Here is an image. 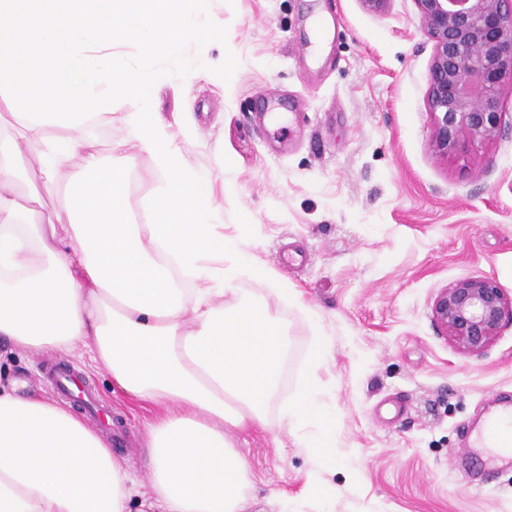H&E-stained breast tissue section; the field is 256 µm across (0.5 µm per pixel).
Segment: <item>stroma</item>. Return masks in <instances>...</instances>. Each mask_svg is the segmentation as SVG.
Returning <instances> with one entry per match:
<instances>
[{"mask_svg":"<svg viewBox=\"0 0 512 512\" xmlns=\"http://www.w3.org/2000/svg\"><path fill=\"white\" fill-rule=\"evenodd\" d=\"M220 44L200 57L229 67L196 77L170 72L154 90L163 119L190 130L187 161L211 169L224 202V234L249 227L256 261L299 294L243 282L289 327L283 391L300 381L315 310L332 336L319 376L336 406V458L317 468L268 409V427L241 435L252 483L245 512H275L274 496L317 512L310 477L335 495L330 512H512V465L461 438L498 399L512 401V328L481 355L460 352L432 321L437 293L458 279H494L512 296V139L441 157L429 146L433 41L412 0L384 13L361 0H208ZM331 25L317 40L315 18ZM137 223L160 174L134 154L126 170ZM296 263L284 266L283 254ZM49 354H0V386L47 391ZM99 398L126 413L134 445L115 449L147 477L150 411L111 385L78 349L65 356Z\"/></svg>","mask_w":512,"mask_h":512,"instance_id":"stroma-1","label":"stroma"}]
</instances>
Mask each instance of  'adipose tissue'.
Wrapping results in <instances>:
<instances>
[{"label": "adipose tissue", "mask_w": 512, "mask_h": 512, "mask_svg": "<svg viewBox=\"0 0 512 512\" xmlns=\"http://www.w3.org/2000/svg\"><path fill=\"white\" fill-rule=\"evenodd\" d=\"M201 0H0V342L12 350L92 351L114 384L157 413L149 478L136 483L107 442L55 401L0 391V512H243L244 457L226 427L268 424L291 339L266 301L224 294L273 284L245 235L224 234L212 175L185 158L156 112L154 88L176 60L207 66L192 45L222 40ZM139 49L140 62L123 53ZM135 98L127 136L100 151L87 133L115 102ZM162 174L136 223L121 163L129 147ZM39 186L19 191L27 148ZM60 211L36 217L45 198ZM315 334L303 381L281 424L319 464L335 456V413L319 373L332 337Z\"/></svg>", "instance_id": "adipose-tissue-1"}]
</instances>
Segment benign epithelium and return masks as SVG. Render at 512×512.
Wrapping results in <instances>:
<instances>
[{"mask_svg":"<svg viewBox=\"0 0 512 512\" xmlns=\"http://www.w3.org/2000/svg\"><path fill=\"white\" fill-rule=\"evenodd\" d=\"M434 42L428 74L430 145L446 157L505 135L503 103L512 96V0H413ZM440 336L482 354L512 325V297L488 277L441 289L432 305Z\"/></svg>","mask_w":512,"mask_h":512,"instance_id":"obj_1","label":"benign epithelium"}]
</instances>
